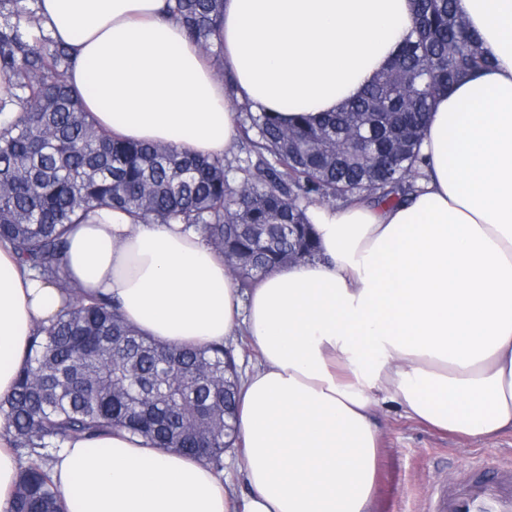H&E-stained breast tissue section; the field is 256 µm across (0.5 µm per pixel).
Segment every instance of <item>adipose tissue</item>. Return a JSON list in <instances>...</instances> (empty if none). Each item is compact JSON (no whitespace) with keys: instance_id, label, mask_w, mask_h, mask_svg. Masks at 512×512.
Wrapping results in <instances>:
<instances>
[{"instance_id":"ef3b65f1","label":"adipose tissue","mask_w":512,"mask_h":512,"mask_svg":"<svg viewBox=\"0 0 512 512\" xmlns=\"http://www.w3.org/2000/svg\"><path fill=\"white\" fill-rule=\"evenodd\" d=\"M165 0H40L74 51L68 82L114 137L223 157L236 102L294 125L356 98L412 27L411 0H224V84ZM487 66L430 114L416 189L393 206H313L316 259L241 292L183 224L102 208L63 257L80 297L115 299L156 342L245 334L262 361L241 379L246 498L210 466L112 432L66 443L52 478L65 512H370L378 397L471 438L512 430V0H458ZM68 298L0 243V400L31 336ZM20 458L0 425V512Z\"/></svg>"}]
</instances>
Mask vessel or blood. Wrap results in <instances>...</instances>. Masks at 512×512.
Here are the masks:
<instances>
[{"mask_svg":"<svg viewBox=\"0 0 512 512\" xmlns=\"http://www.w3.org/2000/svg\"><path fill=\"white\" fill-rule=\"evenodd\" d=\"M425 512H512V467L493 477L470 471L453 486L429 491Z\"/></svg>","mask_w":512,"mask_h":512,"instance_id":"1","label":"vessel or blood"}]
</instances>
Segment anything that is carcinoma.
<instances>
[{
  "instance_id": "carcinoma-1",
  "label": "carcinoma",
  "mask_w": 512,
  "mask_h": 512,
  "mask_svg": "<svg viewBox=\"0 0 512 512\" xmlns=\"http://www.w3.org/2000/svg\"><path fill=\"white\" fill-rule=\"evenodd\" d=\"M38 0H0V241L22 265L69 288L59 255L68 226L98 207L150 224H187L232 261L240 288L317 255L306 216L316 202L365 192L393 205L420 176L419 145L439 97L488 63L455 0H412L414 23L388 66L337 111L288 126L237 104L246 157H191L174 146L123 141L100 130L68 84L73 54L45 32ZM167 12L224 72V0H168ZM369 140L359 153L353 136ZM258 157L252 163L251 155ZM242 173L229 181L230 168ZM232 350L161 345L120 317L115 303L80 298L35 330L29 363L0 400L24 464L11 512H63L51 477L57 451L78 438L125 430L156 448L196 457L215 472L234 447L239 380L224 373Z\"/></svg>"
}]
</instances>
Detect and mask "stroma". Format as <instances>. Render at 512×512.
<instances>
[{"mask_svg": "<svg viewBox=\"0 0 512 512\" xmlns=\"http://www.w3.org/2000/svg\"><path fill=\"white\" fill-rule=\"evenodd\" d=\"M380 452L376 462L374 512H421L431 487H444L472 462L487 460L486 474L512 457V433L470 440L407 417L390 401L375 408Z\"/></svg>", "mask_w": 512, "mask_h": 512, "instance_id": "obj_1", "label": "stroma"}]
</instances>
